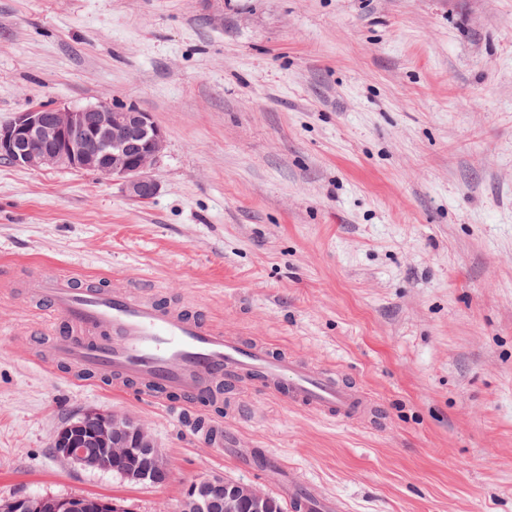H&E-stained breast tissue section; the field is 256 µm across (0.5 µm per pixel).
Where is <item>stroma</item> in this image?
<instances>
[{
	"instance_id": "1",
	"label": "stroma",
	"mask_w": 512,
	"mask_h": 512,
	"mask_svg": "<svg viewBox=\"0 0 512 512\" xmlns=\"http://www.w3.org/2000/svg\"><path fill=\"white\" fill-rule=\"evenodd\" d=\"M150 112L146 202L0 159V500L177 512L221 476L287 499L266 449L347 512H512V0H0V124L39 105ZM160 283L210 320L364 388L332 424L248 383L238 447L170 407L36 364L26 274ZM150 429L163 486L52 449L84 410ZM80 497V496H79ZM58 498L52 495L15 497L0 501L1 512H112L106 497Z\"/></svg>"
}]
</instances>
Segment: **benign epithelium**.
Here are the masks:
<instances>
[{"instance_id": "1", "label": "benign epithelium", "mask_w": 512, "mask_h": 512, "mask_svg": "<svg viewBox=\"0 0 512 512\" xmlns=\"http://www.w3.org/2000/svg\"><path fill=\"white\" fill-rule=\"evenodd\" d=\"M166 142L150 113L134 106L99 104L77 109L34 107L0 124V158L29 170L66 168L108 176L133 201L158 192L149 175ZM60 460L82 469L116 471L134 483L162 486L172 471L148 427L109 410L91 409L62 426L53 441ZM182 501L190 512H271L270 495L221 476L188 484ZM106 497L52 495L0 501V512H112Z\"/></svg>"}]
</instances>
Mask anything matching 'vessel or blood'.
Wrapping results in <instances>:
<instances>
[{"mask_svg":"<svg viewBox=\"0 0 512 512\" xmlns=\"http://www.w3.org/2000/svg\"><path fill=\"white\" fill-rule=\"evenodd\" d=\"M26 297L51 311V332L41 364L65 368L71 380L126 394L137 390L173 406L182 426L220 448L228 436L222 385L245 380L289 405L332 422L367 417L364 393L335 373L258 342L227 334L159 288L113 277L88 286L70 274L33 273ZM291 512H347L342 500L322 494L299 475L288 477Z\"/></svg>","mask_w":512,"mask_h":512,"instance_id":"vessel-or-blood-1","label":"vessel or blood"}]
</instances>
